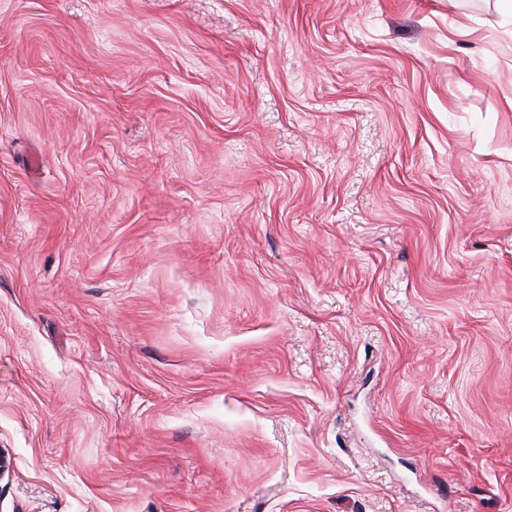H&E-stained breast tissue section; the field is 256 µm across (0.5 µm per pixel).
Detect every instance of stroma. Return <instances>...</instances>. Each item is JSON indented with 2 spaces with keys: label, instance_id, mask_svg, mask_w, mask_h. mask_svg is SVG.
I'll list each match as a JSON object with an SVG mask.
<instances>
[{
  "label": "stroma",
  "instance_id": "35a3bbf8",
  "mask_svg": "<svg viewBox=\"0 0 512 512\" xmlns=\"http://www.w3.org/2000/svg\"><path fill=\"white\" fill-rule=\"evenodd\" d=\"M0 512H512V12L0 0Z\"/></svg>",
  "mask_w": 512,
  "mask_h": 512
}]
</instances>
